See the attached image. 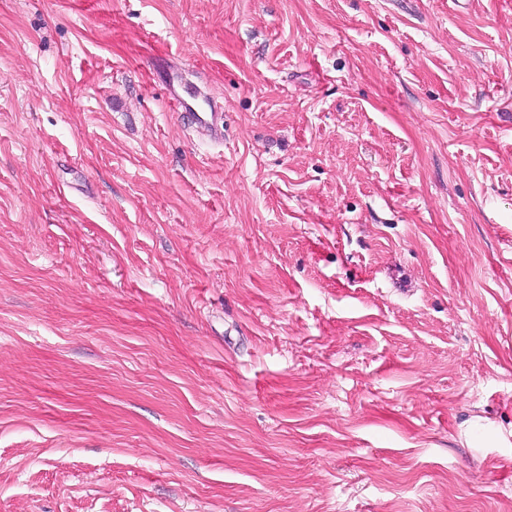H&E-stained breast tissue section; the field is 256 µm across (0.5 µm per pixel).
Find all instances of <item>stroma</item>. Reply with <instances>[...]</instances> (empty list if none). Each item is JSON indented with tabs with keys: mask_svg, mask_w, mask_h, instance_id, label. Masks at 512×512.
<instances>
[{
	"mask_svg": "<svg viewBox=\"0 0 512 512\" xmlns=\"http://www.w3.org/2000/svg\"><path fill=\"white\" fill-rule=\"evenodd\" d=\"M0 512H512V0H0ZM174 108L182 115H188L197 127H201L215 134L218 139L223 138L222 128L218 127V112L202 93L196 89L193 95L189 92L179 91L174 84V78L166 87Z\"/></svg>",
	"mask_w": 512,
	"mask_h": 512,
	"instance_id": "obj_1",
	"label": "stroma"
}]
</instances>
